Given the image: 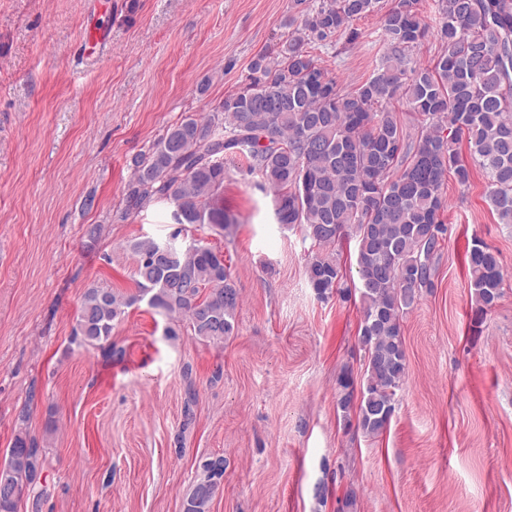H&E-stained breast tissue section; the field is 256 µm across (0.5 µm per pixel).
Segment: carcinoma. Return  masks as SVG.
I'll use <instances>...</instances> for the list:
<instances>
[{"mask_svg": "<svg viewBox=\"0 0 512 512\" xmlns=\"http://www.w3.org/2000/svg\"><path fill=\"white\" fill-rule=\"evenodd\" d=\"M419 2L394 0L381 15L386 52L377 72L343 92L313 50L377 11L378 0H289L280 23L287 36L254 57L248 82L214 110L182 116L132 159L115 214L123 222L163 202L174 207L177 224L227 230L235 218L221 202L224 158L239 156L274 193L278 222L310 241L306 273L318 298L348 294L337 247L354 237L365 371L359 383L349 370L339 376L336 410L371 439L387 431L407 383L403 316L422 289L434 288L448 231L441 219L448 174L466 186L471 166L478 167L499 223L512 225V0H437L444 51L429 65L412 55L427 32ZM395 101L415 115L414 133L403 128ZM462 141L470 165L461 158ZM180 235L130 241L135 291L85 289L70 343L122 359L114 322L145 301L167 317L165 336L186 330L209 345L224 344L241 300L224 252L194 240L176 249L172 264L158 263V249ZM468 271L481 320L502 296L498 252L474 239ZM211 461L195 460L182 512H210L216 494L202 501L198 493L214 479ZM43 468L38 442L20 430L0 463V484L36 493L37 509Z\"/></svg>", "mask_w": 512, "mask_h": 512, "instance_id": "carcinoma-1", "label": "carcinoma"}]
</instances>
